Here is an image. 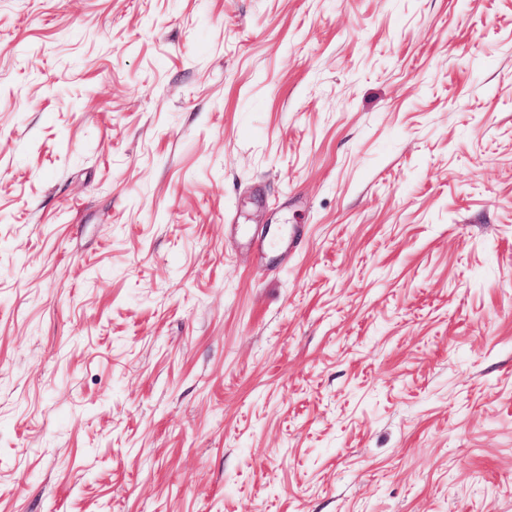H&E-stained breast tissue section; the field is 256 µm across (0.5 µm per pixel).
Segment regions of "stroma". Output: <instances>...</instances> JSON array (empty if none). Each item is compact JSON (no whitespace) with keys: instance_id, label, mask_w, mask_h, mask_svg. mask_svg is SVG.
Listing matches in <instances>:
<instances>
[{"instance_id":"1","label":"stroma","mask_w":512,"mask_h":512,"mask_svg":"<svg viewBox=\"0 0 512 512\" xmlns=\"http://www.w3.org/2000/svg\"><path fill=\"white\" fill-rule=\"evenodd\" d=\"M0 512H512V0H0Z\"/></svg>"}]
</instances>
